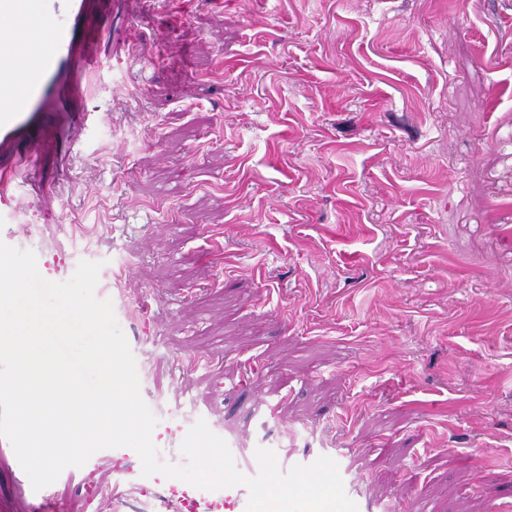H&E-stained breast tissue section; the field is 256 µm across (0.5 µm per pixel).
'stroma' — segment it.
Wrapping results in <instances>:
<instances>
[{"instance_id":"1","label":"stroma","mask_w":512,"mask_h":512,"mask_svg":"<svg viewBox=\"0 0 512 512\" xmlns=\"http://www.w3.org/2000/svg\"><path fill=\"white\" fill-rule=\"evenodd\" d=\"M92 135L18 248L133 261L155 417L336 459L396 512L512 503V0H113ZM96 512H155L109 470ZM0 512H30L0 446Z\"/></svg>"}]
</instances>
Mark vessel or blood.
Wrapping results in <instances>:
<instances>
[{
	"label": "vessel or blood",
	"mask_w": 512,
	"mask_h": 512,
	"mask_svg": "<svg viewBox=\"0 0 512 512\" xmlns=\"http://www.w3.org/2000/svg\"><path fill=\"white\" fill-rule=\"evenodd\" d=\"M90 10L91 0H0V220L5 223L0 241L6 244H13L18 234L7 222L13 212L14 177L32 169L48 151L74 148L95 123L87 109V88L102 64L104 33L91 24ZM47 26L55 34L46 42L41 31ZM37 268L51 282L70 277L62 253L38 262ZM225 441L237 469L256 475V459L240 440L229 435ZM105 465L115 484H130L141 495L158 497L163 512H246V487L207 491L158 474L143 476L138 454L127 447L99 451L81 466L86 497L98 496L100 488L91 477ZM15 476L32 512H64L52 487L33 490L20 468Z\"/></svg>",
	"instance_id": "obj_1"
}]
</instances>
